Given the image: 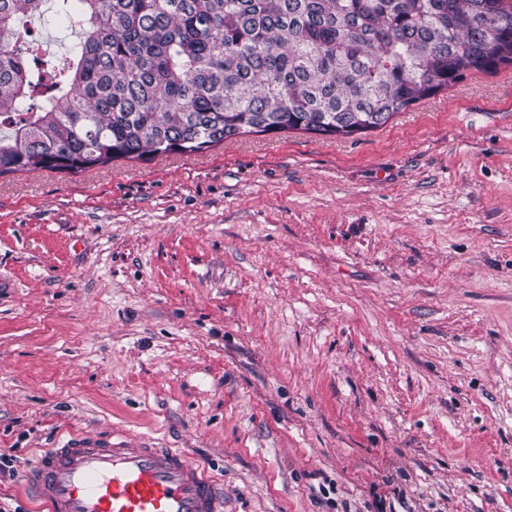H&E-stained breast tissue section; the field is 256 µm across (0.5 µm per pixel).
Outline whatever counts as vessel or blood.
Wrapping results in <instances>:
<instances>
[{
	"label": "vessel or blood",
	"mask_w": 512,
	"mask_h": 512,
	"mask_svg": "<svg viewBox=\"0 0 512 512\" xmlns=\"http://www.w3.org/2000/svg\"><path fill=\"white\" fill-rule=\"evenodd\" d=\"M26 482L45 512H224V487L206 466L113 434L43 450Z\"/></svg>",
	"instance_id": "vessel-or-blood-1"
}]
</instances>
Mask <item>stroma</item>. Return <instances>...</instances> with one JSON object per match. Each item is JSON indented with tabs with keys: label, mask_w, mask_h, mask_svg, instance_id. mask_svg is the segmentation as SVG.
Instances as JSON below:
<instances>
[{
	"label": "stroma",
	"mask_w": 512,
	"mask_h": 512,
	"mask_svg": "<svg viewBox=\"0 0 512 512\" xmlns=\"http://www.w3.org/2000/svg\"><path fill=\"white\" fill-rule=\"evenodd\" d=\"M72 433L183 450L224 512H512V67L354 137L0 176L1 506Z\"/></svg>",
	"instance_id": "1"
}]
</instances>
